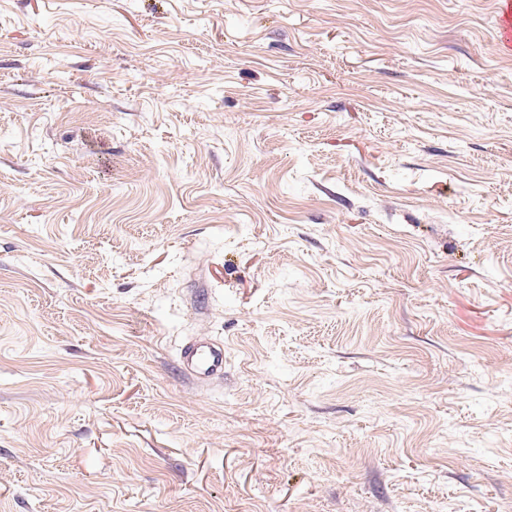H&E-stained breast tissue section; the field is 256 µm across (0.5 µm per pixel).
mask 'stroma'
Wrapping results in <instances>:
<instances>
[{"label": "stroma", "mask_w": 512, "mask_h": 512, "mask_svg": "<svg viewBox=\"0 0 512 512\" xmlns=\"http://www.w3.org/2000/svg\"><path fill=\"white\" fill-rule=\"evenodd\" d=\"M498 24L0 0V512H512ZM178 363L198 385L224 377V346L209 337H195L183 344Z\"/></svg>", "instance_id": "35a3bbf8"}]
</instances>
